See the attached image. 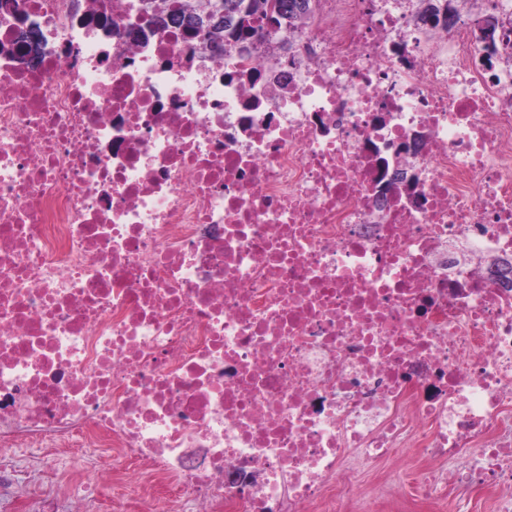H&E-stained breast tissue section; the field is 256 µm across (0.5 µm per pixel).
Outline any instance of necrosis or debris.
Returning <instances> with one entry per match:
<instances>
[{"label": "necrosis or debris", "instance_id": "obj_1", "mask_svg": "<svg viewBox=\"0 0 512 512\" xmlns=\"http://www.w3.org/2000/svg\"><path fill=\"white\" fill-rule=\"evenodd\" d=\"M319 2L221 55L0 0V447L101 512H512V30ZM50 448H1L0 455L13 459L18 480L7 492H0V512H38L42 498L36 491L57 498L59 512H70V500H76L81 512H100L97 471L100 460L90 449L77 454V448L66 449L68 454ZM66 474L67 481L52 485L46 476L49 467Z\"/></svg>", "mask_w": 512, "mask_h": 512}]
</instances>
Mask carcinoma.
I'll return each instance as SVG.
<instances>
[{
    "label": "carcinoma",
    "instance_id": "cac0c4a2",
    "mask_svg": "<svg viewBox=\"0 0 512 512\" xmlns=\"http://www.w3.org/2000/svg\"><path fill=\"white\" fill-rule=\"evenodd\" d=\"M223 23L206 22L202 17L201 0H193L187 24L203 36L207 46L230 48L237 46L244 50L254 40L270 41L280 33H294L300 29V22L311 10V0H276L279 17L275 27L266 28L269 0H223Z\"/></svg>",
    "mask_w": 512,
    "mask_h": 512
}]
</instances>
